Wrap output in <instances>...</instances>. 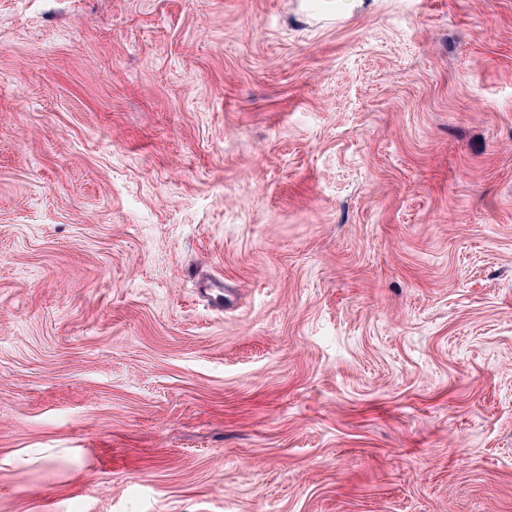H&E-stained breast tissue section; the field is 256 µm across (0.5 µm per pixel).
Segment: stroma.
Returning <instances> with one entry per match:
<instances>
[{
    "label": "stroma",
    "instance_id": "stroma-1",
    "mask_svg": "<svg viewBox=\"0 0 512 512\" xmlns=\"http://www.w3.org/2000/svg\"><path fill=\"white\" fill-rule=\"evenodd\" d=\"M0 512H512V0H0Z\"/></svg>",
    "mask_w": 512,
    "mask_h": 512
}]
</instances>
